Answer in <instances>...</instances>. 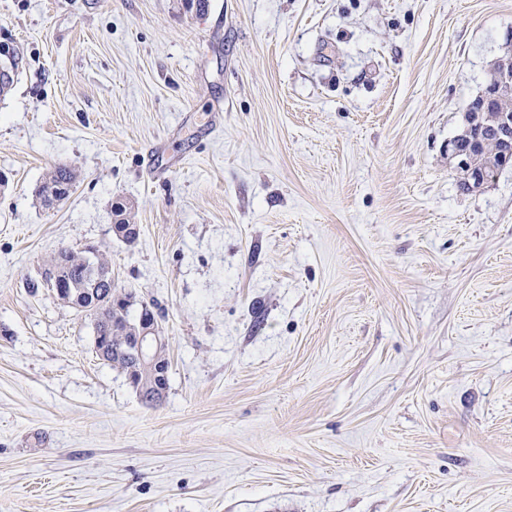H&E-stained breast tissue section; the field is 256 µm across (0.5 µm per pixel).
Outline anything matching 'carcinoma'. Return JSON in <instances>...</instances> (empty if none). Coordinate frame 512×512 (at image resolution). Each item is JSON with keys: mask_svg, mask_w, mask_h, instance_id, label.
Masks as SVG:
<instances>
[{"mask_svg": "<svg viewBox=\"0 0 512 512\" xmlns=\"http://www.w3.org/2000/svg\"><path fill=\"white\" fill-rule=\"evenodd\" d=\"M470 112L479 113L483 123L492 125L496 123L504 112L512 114V97L501 102L495 109L486 111L481 100L468 102ZM469 166L484 170L488 176H493L495 171L512 165V155L502 154L500 145L492 139H486L475 147L467 155ZM75 182V173L66 167H59L49 173L38 187V195L43 204L50 208L67 199L70 189ZM49 266H57L62 269L65 278L76 288L84 299H99L104 304H112L102 313L99 330L104 336L111 337V350L103 357V361L115 369L121 370L125 376L133 377V389L142 400L152 402L155 394L160 390H166L168 383L160 382L156 378L155 368L147 365H134V354L130 348L131 336L137 325V320L145 319L152 314L150 307H145L141 312L133 315L127 299L129 295L124 293L115 297L117 289H110L98 281L99 274L110 269L107 255L100 250L91 254L87 250L61 249L54 253L47 261Z\"/></svg>", "mask_w": 512, "mask_h": 512, "instance_id": "carcinoma-1", "label": "carcinoma"}]
</instances>
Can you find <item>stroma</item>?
<instances>
[{"label": "stroma", "instance_id": "stroma-1", "mask_svg": "<svg viewBox=\"0 0 512 512\" xmlns=\"http://www.w3.org/2000/svg\"><path fill=\"white\" fill-rule=\"evenodd\" d=\"M3 53L0 512H512V166L447 150L512 0H0ZM88 245L160 401L30 287ZM75 173L66 167H59L49 173L38 187V195L43 204L50 208L67 199L74 186Z\"/></svg>", "mask_w": 512, "mask_h": 512}]
</instances>
